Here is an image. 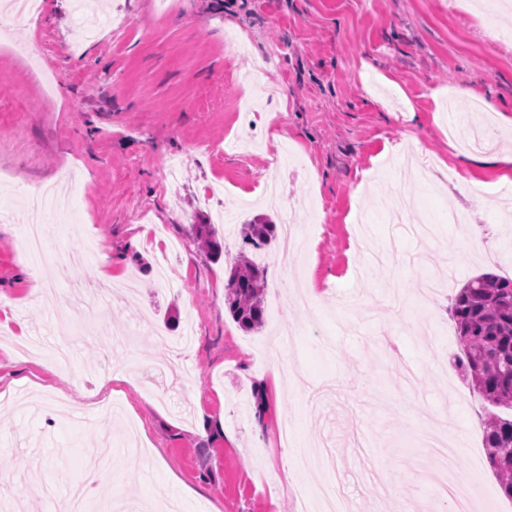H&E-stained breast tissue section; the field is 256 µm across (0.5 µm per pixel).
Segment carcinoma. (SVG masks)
<instances>
[{
    "label": "carcinoma",
    "mask_w": 512,
    "mask_h": 512,
    "mask_svg": "<svg viewBox=\"0 0 512 512\" xmlns=\"http://www.w3.org/2000/svg\"><path fill=\"white\" fill-rule=\"evenodd\" d=\"M275 225L261 220L248 223L244 240L255 248L269 243ZM196 236L214 255L221 242L208 224L196 225ZM264 268L240 259L230 269L226 284L229 311L245 330L264 322ZM451 313L456 323L461 355L458 367L490 404L512 409V278L481 274L454 295ZM484 445L491 470L504 493L512 498V419L491 415L484 429Z\"/></svg>",
    "instance_id": "carcinoma-1"
}]
</instances>
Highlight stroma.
Here are the masks:
<instances>
[{"label":"stroma","mask_w":512,"mask_h":512,"mask_svg":"<svg viewBox=\"0 0 512 512\" xmlns=\"http://www.w3.org/2000/svg\"><path fill=\"white\" fill-rule=\"evenodd\" d=\"M43 0L38 21L0 27V488L17 512H63L95 476L86 512H296L299 491L340 485L351 512H449L434 498L422 429L458 437L461 473L488 489L479 512H512L492 473L463 379L451 298L468 280L512 278V10L478 0ZM243 44L224 53V32ZM284 52L245 81L274 47ZM62 78L52 97L31 68ZM281 133L273 141V133ZM417 137L431 178H408L404 223H390L396 156ZM181 161L180 189L162 167ZM76 172L84 188L49 227L51 251L92 249L42 272L18 247L24 193ZM276 176L306 201L304 240L283 252L244 244L255 216L282 224ZM284 194V195H285ZM470 216L452 224L449 213ZM213 222L225 247L195 237ZM476 246L461 262L460 234ZM136 276L135 297L74 308L70 286ZM284 261L264 291V326L243 330L225 302L238 255ZM313 283L320 308L294 303ZM156 334L127 338L141 318ZM298 375L277 412L255 413L270 348L285 335ZM69 347L64 372L21 340ZM131 382L102 383L104 365ZM93 419L86 429L85 419ZM322 437L335 472L300 471L278 443L284 422ZM288 471V479L269 471ZM191 496H184L183 488Z\"/></svg>","instance_id":"1"}]
</instances>
